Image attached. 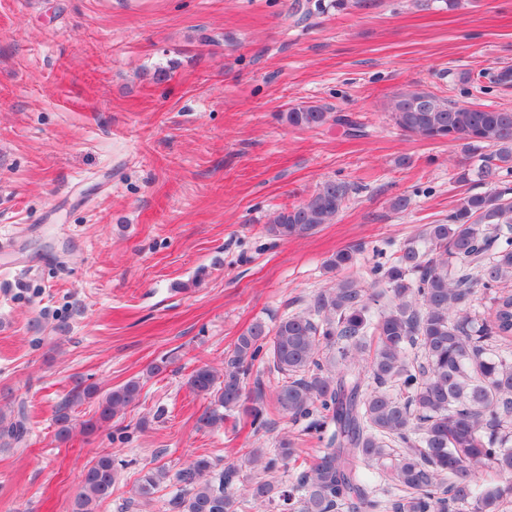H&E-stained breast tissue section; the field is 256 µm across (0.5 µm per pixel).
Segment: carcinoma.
Instances as JSON below:
<instances>
[{
    "label": "carcinoma",
    "mask_w": 512,
    "mask_h": 512,
    "mask_svg": "<svg viewBox=\"0 0 512 512\" xmlns=\"http://www.w3.org/2000/svg\"><path fill=\"white\" fill-rule=\"evenodd\" d=\"M389 112L401 131L425 140H457L474 161L458 168L459 184L487 190L469 193L448 216L427 224L363 277H343L318 292L312 305L284 316L274 327L254 323L237 338L224 379L200 365L187 380L210 399L198 418L202 428L224 425L240 407L243 376L268 360L281 375L273 406L306 432L325 441L294 482L269 480L233 488L230 466L213 477L216 464L201 456L169 473L149 469L137 496L149 501L160 484L177 486L164 512H245L249 503L276 504L281 512H507L512 507V110L456 102L416 87L393 96ZM331 118L323 105L300 103L279 114L289 127L315 129ZM483 148L492 153H479ZM351 185L326 179L305 201L282 208L266 225L288 239L331 224L346 205ZM355 251L339 250L331 271L354 266ZM482 288L492 319L468 305ZM385 292L390 303L376 313L369 300ZM130 380L99 394L82 379L56 408V437L69 438L72 409L97 399L94 415L80 423L94 433L140 396ZM248 408L254 430L267 427L262 394ZM26 405L0 414V439L27 446ZM295 442L252 448L251 465L268 474L298 455ZM493 471L490 479L476 474ZM115 469L102 455L84 470L74 512H96L112 495Z\"/></svg>",
    "instance_id": "cac0c4a2"
}]
</instances>
